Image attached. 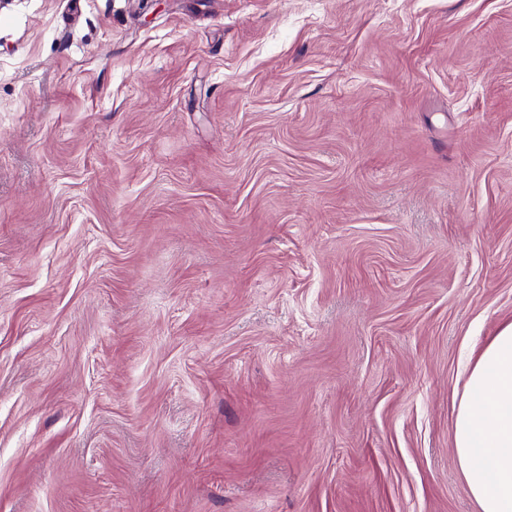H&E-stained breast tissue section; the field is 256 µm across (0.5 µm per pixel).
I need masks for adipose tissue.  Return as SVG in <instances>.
Listing matches in <instances>:
<instances>
[{"instance_id":"adipose-tissue-1","label":"adipose tissue","mask_w":512,"mask_h":512,"mask_svg":"<svg viewBox=\"0 0 512 512\" xmlns=\"http://www.w3.org/2000/svg\"><path fill=\"white\" fill-rule=\"evenodd\" d=\"M454 452L479 512H512V322L491 338L468 373Z\"/></svg>"}]
</instances>
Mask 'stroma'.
Wrapping results in <instances>:
<instances>
[{
	"label": "stroma",
	"mask_w": 512,
	"mask_h": 512,
	"mask_svg": "<svg viewBox=\"0 0 512 512\" xmlns=\"http://www.w3.org/2000/svg\"><path fill=\"white\" fill-rule=\"evenodd\" d=\"M512 322V0L0 8V512H478ZM454 452L478 512H512V322L491 338L468 373Z\"/></svg>",
	"instance_id": "stroma-1"
}]
</instances>
